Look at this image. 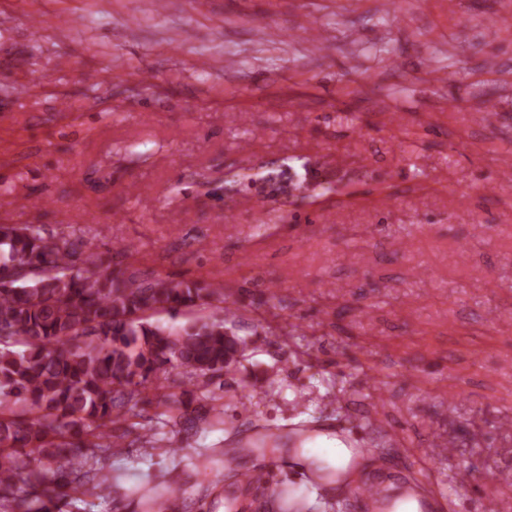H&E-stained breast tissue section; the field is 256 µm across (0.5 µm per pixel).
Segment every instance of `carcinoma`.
<instances>
[{
    "label": "carcinoma",
    "mask_w": 512,
    "mask_h": 512,
    "mask_svg": "<svg viewBox=\"0 0 512 512\" xmlns=\"http://www.w3.org/2000/svg\"><path fill=\"white\" fill-rule=\"evenodd\" d=\"M79 259L104 264L80 236L52 241L29 224H0V512H64L83 496H110L112 479L91 476L88 462L135 429L129 412L144 390L164 388L159 374L207 385L246 354L221 315L224 289L117 266L84 276ZM205 305L216 313L178 329L153 320ZM203 399L213 405L192 410L167 394L164 415L223 422L221 397Z\"/></svg>",
    "instance_id": "1"
}]
</instances>
